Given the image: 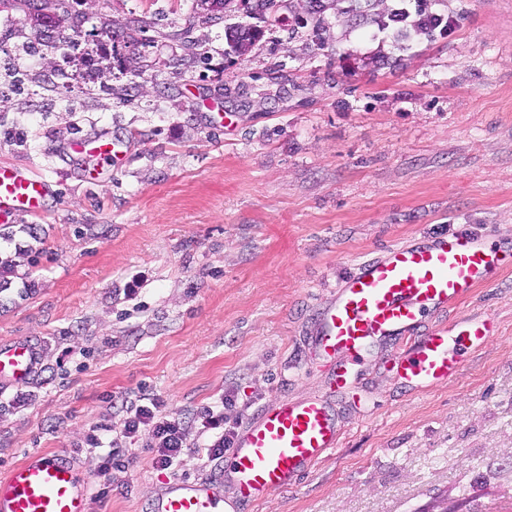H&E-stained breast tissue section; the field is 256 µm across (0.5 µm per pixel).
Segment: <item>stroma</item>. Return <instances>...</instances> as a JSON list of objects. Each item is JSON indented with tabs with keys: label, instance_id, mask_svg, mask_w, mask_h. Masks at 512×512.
<instances>
[{
	"label": "stroma",
	"instance_id": "stroma-1",
	"mask_svg": "<svg viewBox=\"0 0 512 512\" xmlns=\"http://www.w3.org/2000/svg\"><path fill=\"white\" fill-rule=\"evenodd\" d=\"M348 4L281 8L242 56L227 32L244 0H47L52 49L23 5L0 8V164L54 190L29 251L23 224L0 225V260L35 285L0 290V342L41 351L27 383L0 384V477L56 450L92 474L84 435L142 391L183 414L231 394L242 424L327 392L306 338L359 262L463 228L512 239V0H432L460 25L430 42L383 38ZM135 18L130 64L100 29ZM101 132L132 147L87 179L63 145ZM474 318L498 334L445 386L405 388L377 350L367 402L339 401L341 445L251 512H429L440 495L512 512V270L445 316ZM150 445L133 440L91 512H147L222 467L189 452L158 471Z\"/></svg>",
	"mask_w": 512,
	"mask_h": 512
}]
</instances>
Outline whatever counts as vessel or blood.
Here are the masks:
<instances>
[{
  "label": "vessel or blood",
  "instance_id": "vessel-or-blood-1",
  "mask_svg": "<svg viewBox=\"0 0 512 512\" xmlns=\"http://www.w3.org/2000/svg\"><path fill=\"white\" fill-rule=\"evenodd\" d=\"M100 170L118 169L127 144L103 133L70 142ZM53 193L50 182L15 165H0V223L42 217ZM512 268V247L492 234L460 231L388 247L363 260L336 286L318 314L309 344L331 368V394L284 400L262 409L236 435L219 473L204 481L168 485L150 512H250L271 492L294 486L324 455L338 447L342 421L335 395L355 391L361 366L378 348L406 385L447 383L463 354L495 334L483 319L457 331L431 328L429 313L441 312L490 285ZM37 351L26 339L0 345V382L27 380ZM232 483L235 500L222 494ZM88 481L63 452L28 455L0 478V512H90Z\"/></svg>",
  "mask_w": 512,
  "mask_h": 512
}]
</instances>
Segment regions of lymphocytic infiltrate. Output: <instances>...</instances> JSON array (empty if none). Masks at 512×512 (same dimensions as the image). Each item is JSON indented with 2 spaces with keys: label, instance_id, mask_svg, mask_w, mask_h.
<instances>
[{
  "label": "lymphocytic infiltrate",
  "instance_id": "1",
  "mask_svg": "<svg viewBox=\"0 0 512 512\" xmlns=\"http://www.w3.org/2000/svg\"><path fill=\"white\" fill-rule=\"evenodd\" d=\"M227 399L201 408L193 417L168 411L166 401L157 394L140 393L125 407L119 421L105 420L92 427L82 443L101 479L94 494L97 501H104L112 491V472L124 468L126 444L140 435H148L152 441L151 465L165 471L179 466L187 449L189 427H198L207 439L199 446L203 458L210 461L222 459L232 448L237 434L236 423L225 414Z\"/></svg>",
  "mask_w": 512,
  "mask_h": 512
}]
</instances>
